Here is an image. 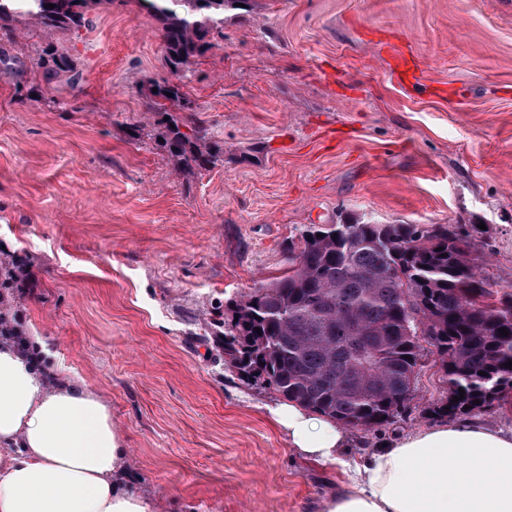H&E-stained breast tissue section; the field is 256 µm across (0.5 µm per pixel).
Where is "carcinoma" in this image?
I'll return each instance as SVG.
<instances>
[{
  "instance_id": "cac0c4a2",
  "label": "carcinoma",
  "mask_w": 512,
  "mask_h": 512,
  "mask_svg": "<svg viewBox=\"0 0 512 512\" xmlns=\"http://www.w3.org/2000/svg\"><path fill=\"white\" fill-rule=\"evenodd\" d=\"M137 2L159 22L165 64L178 74L213 48L208 35L224 29V11L245 0ZM103 4L112 0H0V41L15 36L24 18L49 35H77ZM38 67L46 83L79 91L77 66L54 43L41 49ZM152 87V139L173 171L202 175L224 166V143L183 85L164 79ZM470 239L468 231L439 225L357 218L311 225L288 247V274L229 308L224 364L356 430L391 423L406 410L425 343L442 370V398L429 414L453 420L512 402V369L504 367L512 361V318L505 315L512 291L497 297L485 288L469 259ZM21 281L15 260L0 258V293ZM18 335V319L0 313V339Z\"/></svg>"
}]
</instances>
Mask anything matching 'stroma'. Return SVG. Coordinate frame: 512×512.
I'll return each mask as SVG.
<instances>
[{"label":"stroma","mask_w":512,"mask_h":512,"mask_svg":"<svg viewBox=\"0 0 512 512\" xmlns=\"http://www.w3.org/2000/svg\"><path fill=\"white\" fill-rule=\"evenodd\" d=\"M92 19L55 38L76 96L42 79L40 28L0 44V249L30 278L13 311L109 404L136 488L167 510L321 512L342 467L299 458L280 396L215 364L198 328L286 274L306 225L355 217L482 225L477 272L512 290V0H246L186 87L229 160L188 179L142 129L169 75L156 20L135 0ZM392 43L421 84L392 76ZM439 376L424 354L407 410L348 430L347 458L437 426Z\"/></svg>","instance_id":"obj_1"}]
</instances>
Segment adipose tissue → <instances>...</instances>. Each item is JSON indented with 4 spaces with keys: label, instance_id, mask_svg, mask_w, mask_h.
I'll list each match as a JSON object with an SVG mask.
<instances>
[{
    "label": "adipose tissue",
    "instance_id": "obj_1",
    "mask_svg": "<svg viewBox=\"0 0 512 512\" xmlns=\"http://www.w3.org/2000/svg\"><path fill=\"white\" fill-rule=\"evenodd\" d=\"M297 455L341 463V424L285 402L272 411ZM112 413L84 379L47 382L0 345V512H156L128 482ZM324 512H512V436L461 419L368 454Z\"/></svg>",
    "mask_w": 512,
    "mask_h": 512
}]
</instances>
